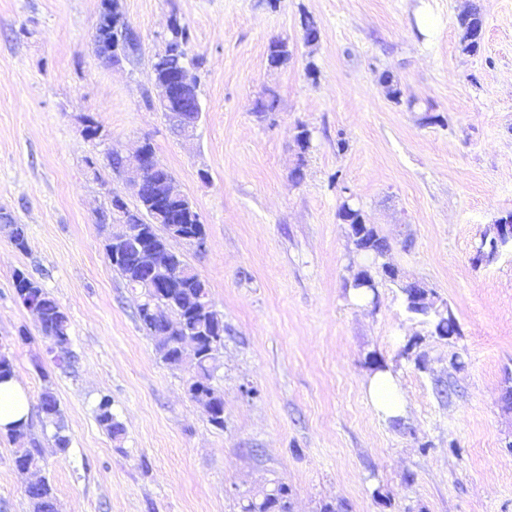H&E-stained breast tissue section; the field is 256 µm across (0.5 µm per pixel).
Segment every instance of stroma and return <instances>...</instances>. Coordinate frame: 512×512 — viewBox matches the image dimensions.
I'll return each instance as SVG.
<instances>
[{
	"instance_id": "1",
	"label": "stroma",
	"mask_w": 512,
	"mask_h": 512,
	"mask_svg": "<svg viewBox=\"0 0 512 512\" xmlns=\"http://www.w3.org/2000/svg\"><path fill=\"white\" fill-rule=\"evenodd\" d=\"M119 3L143 53L107 66L92 49L101 0H0V212L28 239L19 251L0 229V350L31 402L48 385L60 401L66 453L30 417L60 512H239L242 495L276 481L293 512L340 501L349 512H512V410L501 400L512 387V254L475 259L512 213V0ZM474 7L483 35L468 53L458 17ZM422 13L434 28L419 27ZM307 16L320 27L311 45ZM174 18L201 63L203 114L189 139L148 105L152 57ZM274 39L291 50L278 68L266 59ZM269 92L279 106L262 120L255 103ZM85 115L102 137L82 135ZM146 139L205 226L204 251L185 255L224 317L220 430L187 398L186 372L158 360L96 222L123 188L109 149ZM348 196L399 270L374 305L347 290L366 264L338 216ZM35 268L70 319L74 370L56 367L14 296L15 271ZM407 281L452 310L460 336L439 338L407 312ZM379 363L405 395L397 424L364 398ZM448 383L456 393L440 401L435 387ZM105 394L123 440L95 419ZM13 450L0 437V512H29Z\"/></svg>"
}]
</instances>
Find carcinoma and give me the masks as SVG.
<instances>
[{"label": "carcinoma", "instance_id": "1", "mask_svg": "<svg viewBox=\"0 0 512 512\" xmlns=\"http://www.w3.org/2000/svg\"><path fill=\"white\" fill-rule=\"evenodd\" d=\"M109 0H101V10L96 25L94 48L97 56L105 61H112L116 39L124 36L131 44L132 55L141 51L139 33L124 17L120 5L108 6ZM461 44L463 50L471 53L480 46L483 21L479 12L471 9L459 16ZM190 42L189 29L172 19L171 31L165 39L164 48L157 53L152 62L155 78H165L181 68L196 69L199 62L188 59L187 47ZM289 58L286 42L273 40L268 46V64L279 67ZM195 205L188 204L183 197L167 200L161 207H156L147 198L136 201L133 207L114 202L100 212L96 223L105 232L104 250L111 260L113 270L128 284L138 283L140 276L135 266L133 247H127L126 255L121 260H112V238L128 230L143 225V220H153L149 224L154 235L164 242L166 249L176 257L167 269L161 272L164 291L174 294V313L179 316L180 330L176 334H167L157 325L148 306L152 305L159 289L144 288L140 292L141 303L137 310L140 327L154 343L159 359L174 369L188 370L186 395L205 412L208 422L218 428H224V395L214 386V372L220 365L224 349V323L216 320L218 312L214 309L210 289L188 264L184 254L175 250L172 241L166 237L173 224L181 226L183 232L194 231L197 215L192 213ZM9 240L20 251L27 249L28 241L24 225H4ZM13 287L19 302L33 300L40 310L37 328L55 349L54 361L57 367H72L74 355L71 350L70 320L56 298L45 291L37 273L18 269L14 273ZM95 419L114 440L125 435L124 425L112 412V400L108 396L100 398L96 404ZM38 415L43 426L53 430L56 448L67 452L70 438L59 399L54 390L47 386L41 393ZM5 436L16 444L13 451V464L16 469H41V444L31 430V424H22L8 429ZM31 512H59L58 500L48 478L42 477L25 490ZM240 512H292V503L288 485L280 482L260 495L245 496L240 499Z\"/></svg>", "mask_w": 512, "mask_h": 512}]
</instances>
